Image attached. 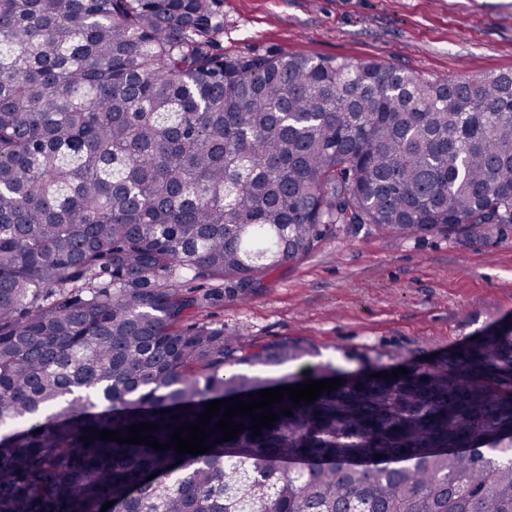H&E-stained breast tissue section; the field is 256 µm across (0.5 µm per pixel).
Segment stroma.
<instances>
[{
  "label": "stroma",
  "mask_w": 512,
  "mask_h": 512,
  "mask_svg": "<svg viewBox=\"0 0 512 512\" xmlns=\"http://www.w3.org/2000/svg\"><path fill=\"white\" fill-rule=\"evenodd\" d=\"M228 55L374 61L431 80L512 71V0H223ZM192 321L233 342L292 340L348 373L436 362L512 319V228L406 238L335 225L241 293L201 280Z\"/></svg>",
  "instance_id": "1"
}]
</instances>
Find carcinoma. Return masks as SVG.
I'll return each mask as SVG.
<instances>
[{"instance_id":"carcinoma-1","label":"carcinoma","mask_w":512,"mask_h":512,"mask_svg":"<svg viewBox=\"0 0 512 512\" xmlns=\"http://www.w3.org/2000/svg\"><path fill=\"white\" fill-rule=\"evenodd\" d=\"M220 2L0 0V512H512L511 320L397 378L261 376L312 351L172 287L246 288L332 224L511 225L512 72L226 55ZM340 376L204 454L81 441Z\"/></svg>"}]
</instances>
